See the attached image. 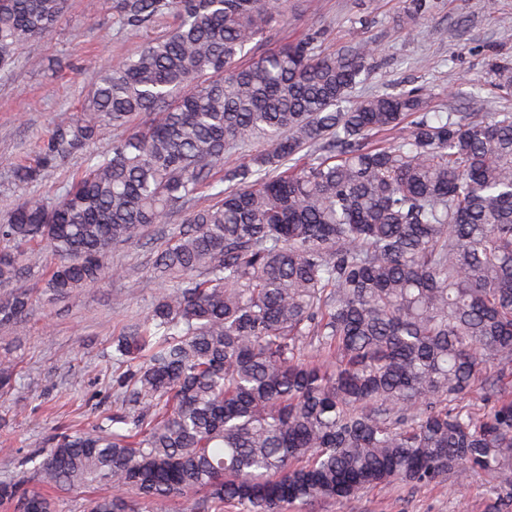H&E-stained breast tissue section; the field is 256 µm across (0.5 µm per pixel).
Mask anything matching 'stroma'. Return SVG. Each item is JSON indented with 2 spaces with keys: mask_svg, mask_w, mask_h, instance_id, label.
<instances>
[{
  "mask_svg": "<svg viewBox=\"0 0 512 512\" xmlns=\"http://www.w3.org/2000/svg\"><path fill=\"white\" fill-rule=\"evenodd\" d=\"M415 25L404 22L407 0H289L285 25L267 49L284 37L317 32L318 51L333 52L368 40L378 56L351 101L400 90L421 89L429 111L464 112L472 93L487 97L491 112H512V94L496 87L499 65L512 64V0H434ZM136 40L118 35L112 0H69L64 19L20 50L15 66L0 73V221L27 192L56 201L61 182L84 166L73 156L54 179L27 188L11 172L34 161L60 112H77L91 98L97 73L107 61L132 53ZM183 219L173 213L146 237L112 248L109 261L129 269L130 280L104 274L86 288L79 304L44 305L12 328L0 330V355L11 354L18 384L0 397V479L15 476L17 459L32 442L86 425L112 411L113 341L142 319L162 290L150 257ZM489 489L478 477L459 484L414 491L398 484L376 487L346 503H316L305 512H483Z\"/></svg>",
  "mask_w": 512,
  "mask_h": 512,
  "instance_id": "stroma-1",
  "label": "stroma"
}]
</instances>
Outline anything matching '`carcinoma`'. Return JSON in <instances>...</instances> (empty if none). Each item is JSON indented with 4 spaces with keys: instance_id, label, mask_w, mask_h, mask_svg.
I'll return each instance as SVG.
<instances>
[{
    "instance_id": "cac0c4a2",
    "label": "carcinoma",
    "mask_w": 512,
    "mask_h": 512,
    "mask_svg": "<svg viewBox=\"0 0 512 512\" xmlns=\"http://www.w3.org/2000/svg\"><path fill=\"white\" fill-rule=\"evenodd\" d=\"M286 2L112 0L140 35L91 100L61 112L21 186L85 167L50 204L30 194L0 224V329L33 310L13 290L45 243L44 303L80 301L114 246L183 212L154 260L168 287L114 341L141 360L114 380L112 414L18 458L13 512L101 484L87 512H286L367 489L480 477L485 512H512V112L427 111L417 89L341 104L378 53L317 54L315 37L261 46ZM65 0H0V70ZM431 0H409L413 23ZM128 134L90 150L107 126ZM262 141L245 163L224 153ZM17 363L0 356V392ZM475 393L491 408L460 405Z\"/></svg>"
}]
</instances>
